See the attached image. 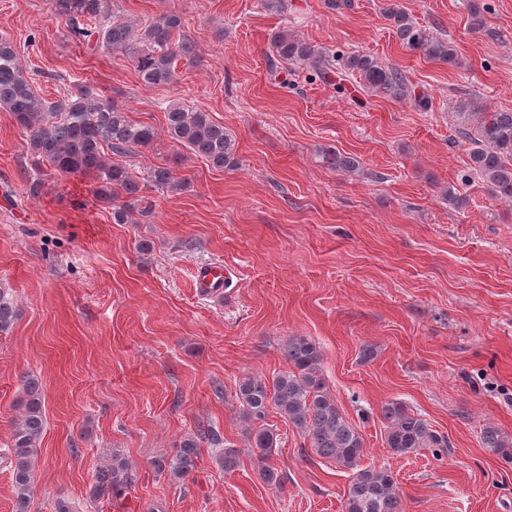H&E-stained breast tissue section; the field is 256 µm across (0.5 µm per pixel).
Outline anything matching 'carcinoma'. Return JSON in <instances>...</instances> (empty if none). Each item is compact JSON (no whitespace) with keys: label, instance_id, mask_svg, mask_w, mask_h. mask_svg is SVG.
Returning a JSON list of instances; mask_svg holds the SVG:
<instances>
[{"label":"carcinoma","instance_id":"cac0c4a2","mask_svg":"<svg viewBox=\"0 0 512 512\" xmlns=\"http://www.w3.org/2000/svg\"><path fill=\"white\" fill-rule=\"evenodd\" d=\"M57 14L65 19L70 36L83 43L96 39L95 46L116 51L132 63L146 86L169 88L176 83L181 59L200 61L194 39L182 33V19L167 12L152 19L121 16L107 0H53ZM384 17L400 44L411 52L445 65L456 64V50L448 40L416 24L397 3L388 0ZM272 57L279 63L303 68L310 76L328 82L339 73L358 80L362 92L391 100L415 94L406 74L370 54L340 57L288 29H280L270 40ZM170 140L189 149L211 167L234 170L239 165L236 141L209 113L175 97L162 103ZM0 110L10 113L24 130L33 156L35 176L28 193L39 196L45 185L41 168L63 174L91 173L99 183L96 197L112 208L113 220L125 224L133 214L147 217L153 201L143 195V185L127 165L109 159V154L128 156L138 148H151L156 129L132 120L128 110L85 86L52 101L40 96L23 66L14 40L0 38ZM457 133L469 142L470 171L495 197L512 201V110H494L472 98L459 101L454 112ZM322 165L340 172H354L359 161L331 147L319 150ZM150 181L157 188L174 191L180 183L166 167H156ZM443 199L456 209L467 206V196L453 185L443 190ZM18 311L12 298L0 292V331L9 329ZM290 369L268 382L245 376L237 384L236 396L242 418L248 424L247 440L257 450L259 473L269 486L282 485V473L272 461L277 433L266 423L269 411L279 414L307 443L320 460L334 463L351 473L343 496L342 512H405L399 486L383 466H364L362 435L339 411L321 377V352L305 336H291L283 348ZM24 397L18 404L20 419L12 443L0 457L10 461L15 488L14 512H29L34 485L36 448L45 425L44 396L33 377L25 380ZM384 441L391 454L406 456L427 449L439 456L448 453V436L433 429L420 414L394 402L382 406ZM482 444L503 457L512 456V444L501 431L488 426ZM200 448L194 436L184 438L176 452L162 457L154 466L169 480L179 482L196 467ZM132 482L126 458L112 453L93 478L90 498L97 501L120 496Z\"/></svg>","mask_w":512,"mask_h":512}]
</instances>
